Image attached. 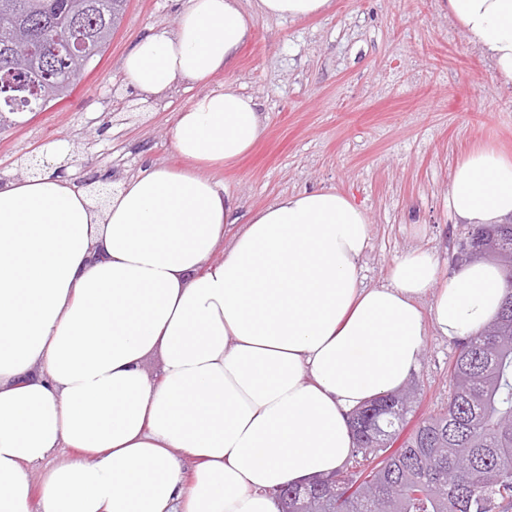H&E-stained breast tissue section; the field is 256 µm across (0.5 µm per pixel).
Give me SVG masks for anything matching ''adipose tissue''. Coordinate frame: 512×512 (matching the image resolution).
<instances>
[{"instance_id":"adipose-tissue-1","label":"adipose tissue","mask_w":512,"mask_h":512,"mask_svg":"<svg viewBox=\"0 0 512 512\" xmlns=\"http://www.w3.org/2000/svg\"><path fill=\"white\" fill-rule=\"evenodd\" d=\"M330 6L183 0L173 30L122 59L124 80L165 98L228 68L256 17ZM448 16L512 85V0H448ZM266 130L227 84L177 112L184 167L144 163L106 202L51 172L0 181V512H280L282 486L349 459L352 412L402 387L428 332L454 341L495 319L503 274L482 260L444 272L413 250L364 286L372 223L337 188L241 216L201 171ZM448 208L511 223L512 158L466 155Z\"/></svg>"}]
</instances>
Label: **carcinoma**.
I'll use <instances>...</instances> for the list:
<instances>
[{
  "instance_id": "1",
  "label": "carcinoma",
  "mask_w": 512,
  "mask_h": 512,
  "mask_svg": "<svg viewBox=\"0 0 512 512\" xmlns=\"http://www.w3.org/2000/svg\"><path fill=\"white\" fill-rule=\"evenodd\" d=\"M128 0H0V82L35 84L26 111L69 95L72 69L87 71L112 40ZM81 36L73 62L54 45ZM42 52L20 65L11 57L20 38ZM483 249L512 283V223L476 227ZM448 409L419 423L399 448L414 391L405 386L363 406L353 429L362 469L337 470L307 491L288 488V512H512V288L497 320L459 346L449 370Z\"/></svg>"
}]
</instances>
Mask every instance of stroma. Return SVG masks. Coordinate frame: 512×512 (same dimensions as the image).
Segmentation results:
<instances>
[{
	"instance_id": "35a3bbf8",
	"label": "stroma",
	"mask_w": 512,
	"mask_h": 512,
	"mask_svg": "<svg viewBox=\"0 0 512 512\" xmlns=\"http://www.w3.org/2000/svg\"><path fill=\"white\" fill-rule=\"evenodd\" d=\"M177 23L175 0H129L101 60L69 97L0 131V173L48 157L61 144L75 177H131L144 160L175 166V112L230 83L255 98L267 131L253 151L217 172L242 209L279 196L334 187L372 222L364 284L384 282L396 258L430 253L450 270L470 227L448 210L459 160L487 147L512 156V87L448 19L447 0H332L316 17H257L234 66L208 84L184 83L163 100L142 99L121 60L148 29ZM456 342L425 339L409 382L417 401L406 419L444 410Z\"/></svg>"
}]
</instances>
